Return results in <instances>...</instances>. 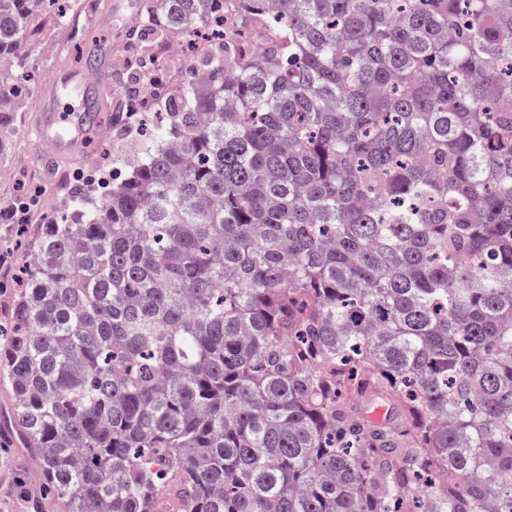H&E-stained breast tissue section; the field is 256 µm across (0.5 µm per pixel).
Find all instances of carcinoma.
<instances>
[{"label": "carcinoma", "mask_w": 512, "mask_h": 512, "mask_svg": "<svg viewBox=\"0 0 512 512\" xmlns=\"http://www.w3.org/2000/svg\"><path fill=\"white\" fill-rule=\"evenodd\" d=\"M53 3L0 0V144ZM148 23L213 30L178 93L151 73L165 128L12 229L32 512H512V0H151ZM138 81L107 111H148Z\"/></svg>", "instance_id": "1"}]
</instances>
